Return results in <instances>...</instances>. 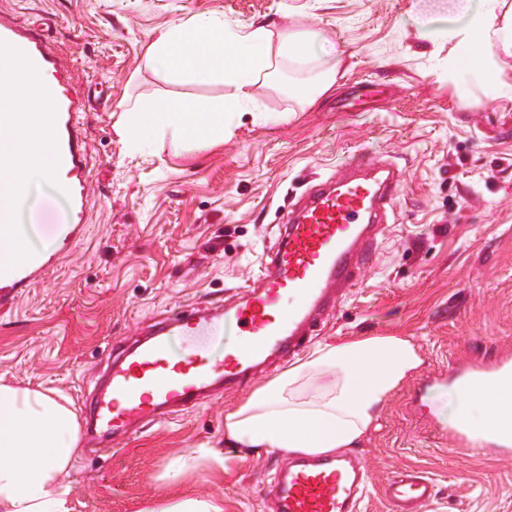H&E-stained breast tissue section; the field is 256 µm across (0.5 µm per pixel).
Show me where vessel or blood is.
I'll return each instance as SVG.
<instances>
[{"instance_id":"1","label":"vessel or blood","mask_w":512,"mask_h":512,"mask_svg":"<svg viewBox=\"0 0 512 512\" xmlns=\"http://www.w3.org/2000/svg\"><path fill=\"white\" fill-rule=\"evenodd\" d=\"M0 69L14 73L13 82L0 84V131L18 126L15 86L37 85L50 103L47 125L60 164L73 179L62 218L63 237L71 239L91 201L86 142L77 121L85 96L52 45L34 36L25 20L0 16ZM401 184L393 162L351 152L289 210L251 283L223 304H181L154 323L144 340L113 356L106 384L83 404L85 415L114 441L134 426L195 405L202 394L243 390L263 367L297 353L311 327L328 319L374 263ZM44 266L16 245L1 246L0 307L13 306L19 288ZM225 323L235 328L236 340L221 356L202 350L173 355L172 337L210 334ZM470 386L511 387L512 365L501 366L493 378L473 377ZM368 484L358 456L290 458L275 471L272 512H360ZM382 493L389 512H426L435 500L432 480L412 467L394 473Z\"/></svg>"}]
</instances>
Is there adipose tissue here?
I'll return each mask as SVG.
<instances>
[{
    "mask_svg": "<svg viewBox=\"0 0 512 512\" xmlns=\"http://www.w3.org/2000/svg\"><path fill=\"white\" fill-rule=\"evenodd\" d=\"M502 0H415L410 19L423 39L453 40L454 69L496 71L490 44L512 55V17L499 16ZM336 49L318 30L273 32L271 27L233 26L209 13L158 31L148 65L168 81H223L235 93L217 109L168 100L132 103L122 114L121 134L129 153L148 142L178 149L192 141H219L234 115L251 102L250 90L269 79L279 61L310 63ZM33 161L5 168L0 180L20 183L26 193L51 184L65 191L48 128L30 144ZM420 346L406 336H370L319 342L304 357L255 389L224 418V444L242 457L260 451L331 455L354 448L375 425L389 396L423 365ZM450 420L490 440L512 431V388L495 392L455 391ZM77 416L54 392L0 381V512H66L65 482L79 449Z\"/></svg>",
    "mask_w": 512,
    "mask_h": 512,
    "instance_id": "obj_1",
    "label": "adipose tissue"
}]
</instances>
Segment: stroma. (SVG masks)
<instances>
[{"instance_id":"obj_1","label":"stroma","mask_w":512,"mask_h":512,"mask_svg":"<svg viewBox=\"0 0 512 512\" xmlns=\"http://www.w3.org/2000/svg\"><path fill=\"white\" fill-rule=\"evenodd\" d=\"M411 0H0V15L47 12L45 35L84 91L92 198L75 239L0 308V379L65 395L93 393L112 347L144 335L174 307L223 302L251 279L289 203L356 149L394 159L404 185L378 257L311 343L408 336L419 376L385 402L354 453L372 475L362 512H388L381 489L413 466L431 476L427 512H512V456L458 446L448 422L458 368L512 358V56L496 83L448 78L455 42L418 38ZM211 12L243 26L318 29L338 58L283 66L219 142L132 155L116 131L126 102L216 105L221 82L163 80L146 64L156 30ZM333 84L306 101L299 87L325 70ZM64 195L44 186L20 211L53 226ZM443 385L420 388V376ZM246 392L203 399L174 419L106 447L89 432L67 477V512H143L168 497L208 496L224 512H267L278 451L224 467V417ZM197 454L194 468L179 460Z\"/></svg>"}]
</instances>
